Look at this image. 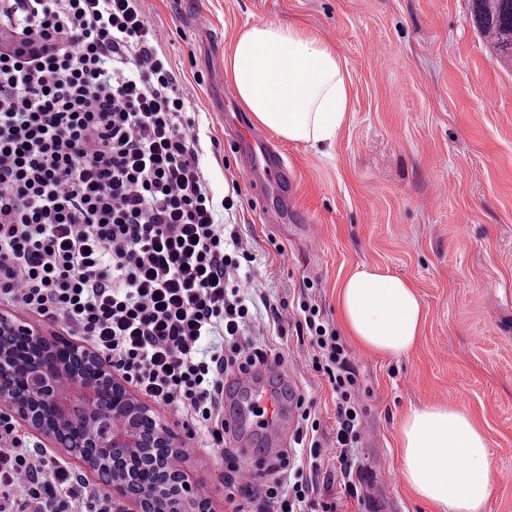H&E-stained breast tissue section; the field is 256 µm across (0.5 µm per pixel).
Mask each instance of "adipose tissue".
I'll use <instances>...</instances> for the list:
<instances>
[{
	"instance_id": "1",
	"label": "adipose tissue",
	"mask_w": 512,
	"mask_h": 512,
	"mask_svg": "<svg viewBox=\"0 0 512 512\" xmlns=\"http://www.w3.org/2000/svg\"><path fill=\"white\" fill-rule=\"evenodd\" d=\"M224 75L261 126L291 142L332 145L347 120L349 86L339 50L296 22L251 26L224 51ZM342 323L368 352L415 345L423 306L410 283L378 268L352 269L338 290ZM402 480L445 512H483L493 482L487 440L467 413L412 410L400 428Z\"/></svg>"
}]
</instances>
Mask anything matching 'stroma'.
Listing matches in <instances>:
<instances>
[{
    "mask_svg": "<svg viewBox=\"0 0 512 512\" xmlns=\"http://www.w3.org/2000/svg\"><path fill=\"white\" fill-rule=\"evenodd\" d=\"M164 31L178 88L207 137L201 157L215 198L238 181L232 221L256 255L273 302L315 300L340 327L337 287L359 264L405 278L425 311L407 354L350 345L360 380L364 434L357 455L373 492L346 496L335 461L318 477L337 512H443L400 478L399 431L410 410L446 404L483 431L494 478L485 512H512V66L502 67L473 26L469 0H143ZM297 21L337 46L351 111L332 147L271 136L288 162V198L272 196L267 223L246 160L229 143L243 108L224 78V49L260 22ZM311 229H303L301 218ZM282 252H275V245ZM314 405L318 438L332 447L336 396L308 364L295 332L266 339ZM185 465L213 512H232L231 462L267 470L289 443L261 436L249 448L226 436L204 449L182 437Z\"/></svg>",
    "mask_w": 512,
    "mask_h": 512,
    "instance_id": "stroma-1",
    "label": "stroma"
}]
</instances>
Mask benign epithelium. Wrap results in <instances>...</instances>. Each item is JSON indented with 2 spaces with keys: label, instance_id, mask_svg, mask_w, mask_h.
I'll return each instance as SVG.
<instances>
[{
  "label": "benign epithelium",
  "instance_id": "7a95c632",
  "mask_svg": "<svg viewBox=\"0 0 512 512\" xmlns=\"http://www.w3.org/2000/svg\"><path fill=\"white\" fill-rule=\"evenodd\" d=\"M0 333H21L41 349L39 356L22 363L11 350L0 347L1 405L55 445L61 444L72 423L83 422L86 447L112 449V497L126 501L131 512H210L196 483L177 462L182 449L174 430L127 389L107 359L77 341L47 337L8 313L0 312ZM63 349L96 363L99 379H88L55 358ZM105 382L123 399L112 403V430L100 436L94 420ZM142 417L153 422L152 432L138 426ZM153 447L167 448L170 455L164 461H148L144 449Z\"/></svg>",
  "mask_w": 512,
  "mask_h": 512
}]
</instances>
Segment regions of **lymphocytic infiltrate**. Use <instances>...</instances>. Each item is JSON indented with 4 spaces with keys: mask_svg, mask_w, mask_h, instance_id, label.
<instances>
[{
    "mask_svg": "<svg viewBox=\"0 0 512 512\" xmlns=\"http://www.w3.org/2000/svg\"><path fill=\"white\" fill-rule=\"evenodd\" d=\"M142 0H0V304L62 325L109 358L188 436L224 443V382L267 363L254 257L223 223L200 162V124ZM296 334L336 396L344 491L357 497L360 382L337 330L311 301ZM294 442L247 479L256 512H330L316 476L327 454L303 409ZM0 512H123L0 415Z\"/></svg>",
    "mask_w": 512,
    "mask_h": 512,
    "instance_id": "1",
    "label": "lymphocytic infiltrate"
}]
</instances>
